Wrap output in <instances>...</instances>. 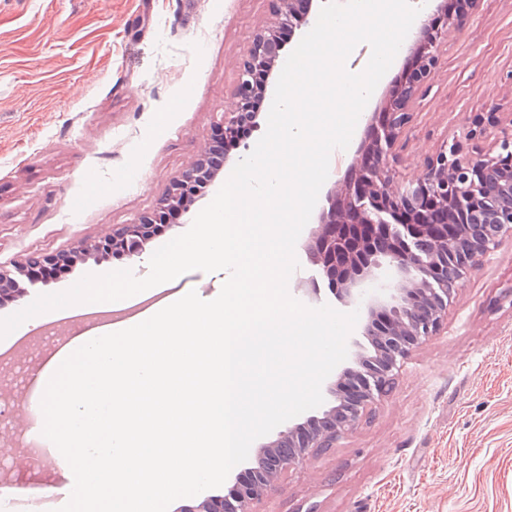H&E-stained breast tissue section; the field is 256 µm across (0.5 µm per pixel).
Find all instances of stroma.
Segmentation results:
<instances>
[{"instance_id": "stroma-1", "label": "stroma", "mask_w": 512, "mask_h": 512, "mask_svg": "<svg viewBox=\"0 0 512 512\" xmlns=\"http://www.w3.org/2000/svg\"><path fill=\"white\" fill-rule=\"evenodd\" d=\"M270 0H0V264L25 266L148 214L210 147L213 121L232 111L237 66L273 24ZM431 79L389 162L394 181L461 141L495 154L512 136V0H473L441 39ZM497 122L474 141L472 123ZM205 206L164 229L137 260L89 258L22 300L117 269L143 277L148 256L189 229ZM295 247L288 291L303 304L347 306L307 251ZM61 333L18 347L29 324L0 339V435L43 442L38 375L88 323L68 307L42 314ZM6 486L35 512L41 491L66 482L59 466L10 453ZM259 512H512V240L466 279L436 336L415 348L391 392L335 447L286 471Z\"/></svg>"}]
</instances>
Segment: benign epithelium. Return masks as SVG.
Wrapping results in <instances>:
<instances>
[{
	"instance_id": "benign-epithelium-1",
	"label": "benign epithelium",
	"mask_w": 512,
	"mask_h": 512,
	"mask_svg": "<svg viewBox=\"0 0 512 512\" xmlns=\"http://www.w3.org/2000/svg\"><path fill=\"white\" fill-rule=\"evenodd\" d=\"M272 2L275 25L255 34L238 66L235 109L214 120V129L226 137L242 123L258 126L253 96L264 97L276 85L274 69L285 49L274 39L276 29L306 24L319 0ZM437 15L434 10L420 18L407 50L417 58V67L386 106L384 123L355 155L351 177L327 192L328 207L319 212L308 245L338 297L365 311L362 339L352 341V365L329 389L335 405L256 449L247 479L236 482L228 494L207 496L178 512H257L255 505L275 491L284 471L335 447L358 427L367 408L390 392L410 352L437 333L459 284L483 265L504 235L512 236L511 140L502 142L496 156H467L454 142L427 159L417 179L396 183L388 175L393 147L410 121L409 103L434 73L440 40L461 25L458 13L439 23ZM236 163L228 150L220 162L203 158L170 184L150 214L98 241L94 249L130 260L141 257L154 228L170 211L189 213L195 198ZM448 211L456 217L451 233L442 219ZM88 253L77 242L66 251L33 257L29 264L59 258L72 263ZM17 273L22 270L0 265L1 304L27 294Z\"/></svg>"
}]
</instances>
